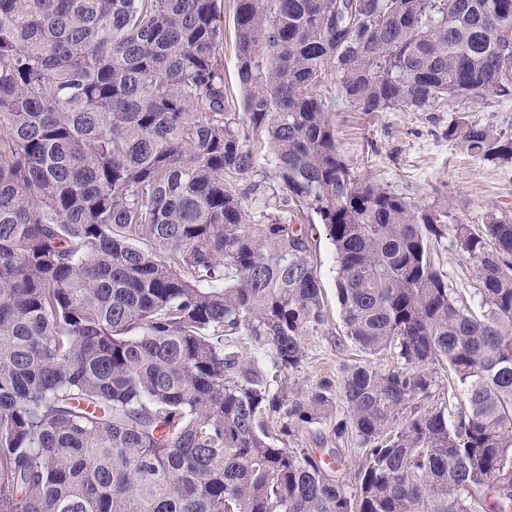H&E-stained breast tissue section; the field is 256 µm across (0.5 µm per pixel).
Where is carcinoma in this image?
<instances>
[{
  "label": "carcinoma",
  "mask_w": 512,
  "mask_h": 512,
  "mask_svg": "<svg viewBox=\"0 0 512 512\" xmlns=\"http://www.w3.org/2000/svg\"><path fill=\"white\" fill-rule=\"evenodd\" d=\"M218 2L0 0V512H512V220L360 179L323 103L332 75L360 112L511 97L512 0H236L240 113ZM304 210L389 364L273 392L325 321ZM436 262L448 278L450 288H454L457 296L476 311L479 310L475 292L477 282L473 263L458 255L451 230L436 244Z\"/></svg>",
  "instance_id": "1"
}]
</instances>
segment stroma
I'll list each match as a JSON object with an SVG mask.
<instances>
[{"label": "stroma", "instance_id": "1", "mask_svg": "<svg viewBox=\"0 0 512 512\" xmlns=\"http://www.w3.org/2000/svg\"><path fill=\"white\" fill-rule=\"evenodd\" d=\"M224 82L240 101L235 55V0H220ZM324 108L345 160L361 178L383 186L425 209L445 211L448 224H483L489 215L512 217V163L470 158L448 135L455 120L466 117L512 134V98L459 99L426 112H360L351 108L336 86L323 97ZM301 224L312 244V259L324 295L325 322L307 336L306 358L288 379L294 391L324 380L340 381L345 368L378 365V357L360 350L344 336L336 300V255L315 214ZM436 262L457 296L476 305L477 282L471 261L458 255L452 235L436 246Z\"/></svg>", "mask_w": 512, "mask_h": 512}]
</instances>
